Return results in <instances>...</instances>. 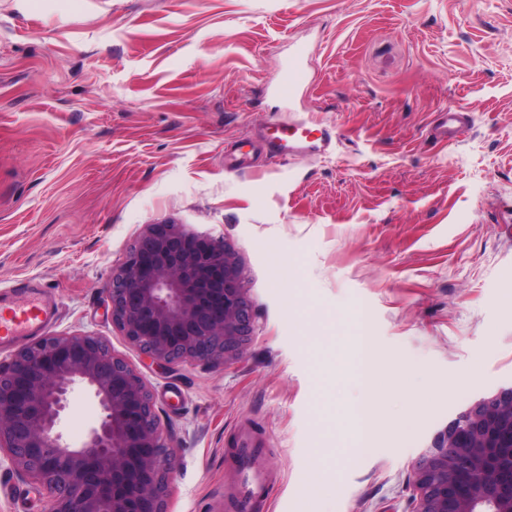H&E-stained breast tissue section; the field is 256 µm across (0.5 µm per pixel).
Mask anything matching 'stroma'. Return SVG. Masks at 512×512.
<instances>
[{"label": "stroma", "instance_id": "obj_1", "mask_svg": "<svg viewBox=\"0 0 512 512\" xmlns=\"http://www.w3.org/2000/svg\"><path fill=\"white\" fill-rule=\"evenodd\" d=\"M449 110L471 121L443 144ZM282 120L331 143L266 157ZM165 221L235 253L242 355L164 368L113 326L112 273ZM26 285L55 303L46 334L103 337L146 383L167 512H228L244 430L253 512H412L433 435L512 384V0H0V296ZM99 418L78 388L59 428L77 444ZM47 508L0 465V512ZM308 82V72L301 61L295 60L284 71L283 79L278 87L281 97L290 99L295 92Z\"/></svg>", "mask_w": 512, "mask_h": 512}]
</instances>
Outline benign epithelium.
Segmentation results:
<instances>
[{
  "label": "benign epithelium",
  "mask_w": 512,
  "mask_h": 512,
  "mask_svg": "<svg viewBox=\"0 0 512 512\" xmlns=\"http://www.w3.org/2000/svg\"><path fill=\"white\" fill-rule=\"evenodd\" d=\"M112 323L152 362L219 365L242 353L252 306L222 240L149 224L112 274ZM88 390L101 418L78 446L58 426ZM0 455L34 479L48 512H165L171 453L152 395L98 336H45L0 362ZM413 512H512V385L469 405L415 462Z\"/></svg>",
  "instance_id": "1"
}]
</instances>
